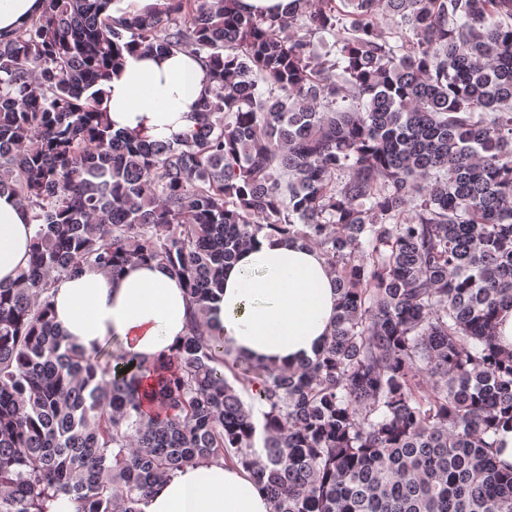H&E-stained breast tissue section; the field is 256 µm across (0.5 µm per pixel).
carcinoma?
Instances as JSON below:
<instances>
[{"mask_svg":"<svg viewBox=\"0 0 512 512\" xmlns=\"http://www.w3.org/2000/svg\"><path fill=\"white\" fill-rule=\"evenodd\" d=\"M110 2L45 0L0 39V193L35 222L28 268L0 283V512L59 494L144 512L197 460L242 466L271 512H512L495 454L512 428L495 336L512 307V0H291L267 16L167 0L132 20ZM122 41L202 61L191 131H112L101 84ZM264 229L335 276L305 364L233 356L211 330L224 267ZM145 260L187 285L181 346L151 365L117 342L72 346L55 284Z\"/></svg>","mask_w":512,"mask_h":512,"instance_id":"carcinoma-1","label":"carcinoma"}]
</instances>
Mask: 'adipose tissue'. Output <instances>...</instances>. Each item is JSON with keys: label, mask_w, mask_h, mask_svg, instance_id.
Instances as JSON below:
<instances>
[{"label": "adipose tissue", "mask_w": 512, "mask_h": 512, "mask_svg": "<svg viewBox=\"0 0 512 512\" xmlns=\"http://www.w3.org/2000/svg\"><path fill=\"white\" fill-rule=\"evenodd\" d=\"M102 108L113 129L168 141L190 131L210 93L203 68L187 53L122 52L120 70L104 82ZM34 224L8 193L0 195V281L17 280L29 263ZM55 323L91 352L118 340L151 361L170 354L187 334L183 282L156 263L117 274L88 270L53 289ZM338 295L322 254L298 240L261 232L224 272V297L212 324L232 355L281 366L315 358L329 334ZM144 512H271L242 467L205 460L157 483Z\"/></svg>", "instance_id": "1"}]
</instances>
